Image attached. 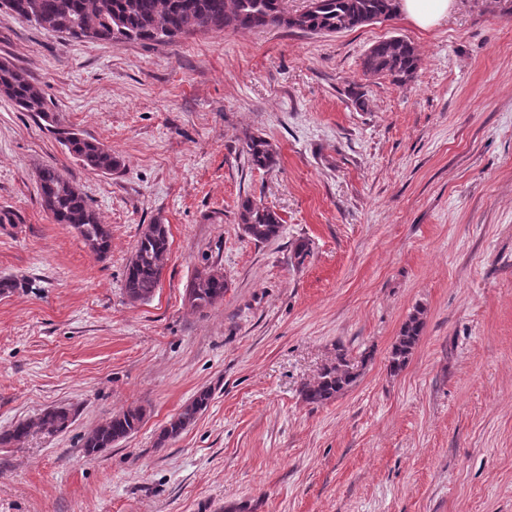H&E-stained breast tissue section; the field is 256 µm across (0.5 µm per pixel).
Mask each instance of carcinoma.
Masks as SVG:
<instances>
[{
    "label": "carcinoma",
    "instance_id": "cac0c4a2",
    "mask_svg": "<svg viewBox=\"0 0 512 512\" xmlns=\"http://www.w3.org/2000/svg\"><path fill=\"white\" fill-rule=\"evenodd\" d=\"M25 17L38 27L66 33L74 39L94 31V38L112 41L169 42L213 28L246 30L268 25L283 26L306 34H333L364 25L377 17L386 19L397 10V0H318V6L289 13L284 0H0V7ZM420 66L415 46L401 37H390L374 44L363 60L365 73L384 75L397 84L411 81ZM0 95L7 97L20 111L29 112L45 122L66 148L83 166L104 174L118 169L121 162L104 151L99 141L63 126L58 116L49 111L41 91L27 73L0 62ZM244 152L251 168L270 171L280 163L279 152L266 137L244 134ZM38 181L43 206L58 224H67L86 242L97 244L96 255L104 258L111 249V230L99 221L97 213L83 193L56 168L39 170ZM239 223L251 241L264 244L280 236L282 218L278 212L250 198L240 204ZM169 250L168 225L155 221L141 232L128 260L124 292L129 301L152 299L162 274L161 257ZM228 282L217 267H208L192 280L190 306L197 310L214 305L224 298ZM423 320L421 313L411 314L403 324L389 359L393 373L401 371L417 345ZM356 378L355 364L347 351L340 349L336 362L324 367L317 376L303 384L301 394L310 404L330 401ZM210 391L202 390L161 430L157 446H164L191 426L206 408ZM144 418L140 407L129 408L112 416L90 432L83 448L89 454L133 435ZM72 422L65 407L45 410L38 418L17 423L0 434V445H16L34 433L56 434Z\"/></svg>",
    "mask_w": 512,
    "mask_h": 512
}]
</instances>
